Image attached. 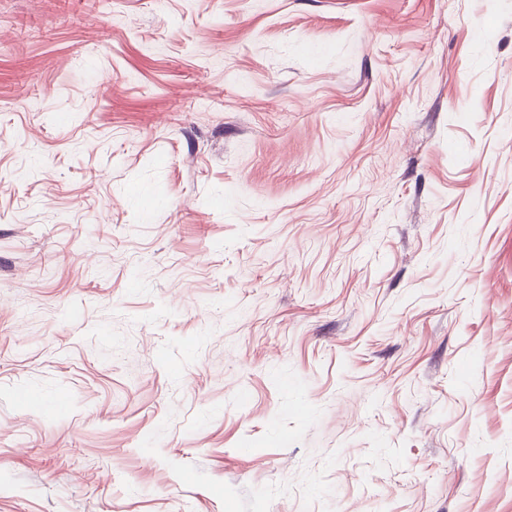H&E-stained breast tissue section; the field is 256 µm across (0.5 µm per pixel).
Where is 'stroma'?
<instances>
[{
    "instance_id": "35a3bbf8",
    "label": "stroma",
    "mask_w": 512,
    "mask_h": 512,
    "mask_svg": "<svg viewBox=\"0 0 512 512\" xmlns=\"http://www.w3.org/2000/svg\"><path fill=\"white\" fill-rule=\"evenodd\" d=\"M0 512H512V0H0Z\"/></svg>"
}]
</instances>
